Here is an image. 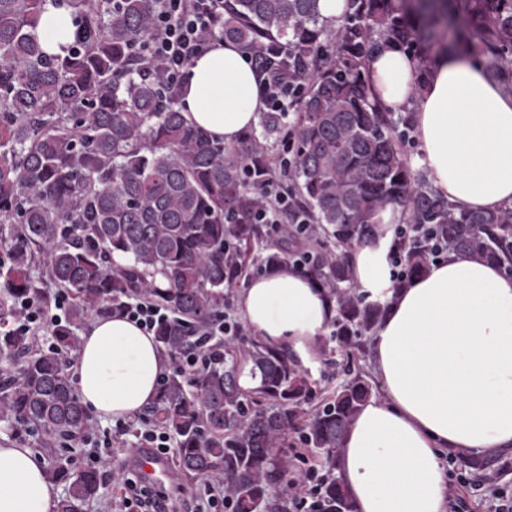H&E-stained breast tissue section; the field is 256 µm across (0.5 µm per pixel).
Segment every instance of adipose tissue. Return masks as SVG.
Segmentation results:
<instances>
[{
    "instance_id": "adipose-tissue-1",
    "label": "adipose tissue",
    "mask_w": 512,
    "mask_h": 512,
    "mask_svg": "<svg viewBox=\"0 0 512 512\" xmlns=\"http://www.w3.org/2000/svg\"><path fill=\"white\" fill-rule=\"evenodd\" d=\"M74 31L68 9L46 0L37 28L43 50L61 53ZM368 77L383 108L412 113L422 160L450 203L512 206V91L460 55L436 58L420 75L416 60L391 45L370 58ZM182 105L190 122L228 144L256 126L264 103L243 49L217 42L194 59ZM402 221L400 211L381 212L379 236L353 254L357 287L388 301L371 338L383 395L363 405L336 459L354 512H447L445 450L512 447V274L451 252L393 292L386 255ZM237 309L303 369L316 365L318 339L336 315L325 290L287 264L253 278ZM167 368L153 334L115 314L81 336L74 377L88 411L121 419L155 401ZM57 502L38 456L0 445V512H56Z\"/></svg>"
}]
</instances>
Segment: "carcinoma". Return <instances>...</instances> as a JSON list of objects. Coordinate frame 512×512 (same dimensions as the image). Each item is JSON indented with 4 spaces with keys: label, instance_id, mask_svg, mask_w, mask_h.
Listing matches in <instances>:
<instances>
[{
    "label": "carcinoma",
    "instance_id": "1",
    "mask_svg": "<svg viewBox=\"0 0 512 512\" xmlns=\"http://www.w3.org/2000/svg\"><path fill=\"white\" fill-rule=\"evenodd\" d=\"M46 0H0V224L9 225L8 260L0 263V419L32 426L48 440L75 439L89 414L75 395L63 352L72 326L118 310L148 293L172 316L156 329L169 353L196 347L198 334L224 313V289L246 259L267 246L265 227L250 221L275 161L267 143L293 138L289 188L311 223L351 246L377 235V214L391 208L426 225L460 252L512 271V206L459 210L423 170L407 162L399 128L409 114L385 111L365 76L384 43L413 54L420 74L433 57L463 51L512 88V0H350V11L323 42L318 0H224L218 35L251 47L276 43L300 84L285 113H262L263 140L234 145L191 123L163 78L133 48L152 32L158 0H56L78 30L63 53L49 55L36 35ZM252 172L243 180L242 169ZM408 278L432 258L404 246ZM120 255L126 263L117 264ZM70 296V324L52 330L56 348L9 328L15 305L46 303L32 269ZM307 274L336 303L333 338L350 355L364 346L385 308L350 285L347 256L318 255ZM249 362L259 386L239 383L242 363L224 360L174 375L158 390L156 422L175 439L180 471L223 484L234 512H278L272 484L292 468L274 449L303 434L306 448L334 464L348 425L371 398L361 375L303 420L310 386L295 360L256 336ZM49 478L67 489L57 512H81L99 488L96 471L76 475L59 460ZM315 512H353L341 483L320 484Z\"/></svg>",
    "mask_w": 512,
    "mask_h": 512
}]
</instances>
